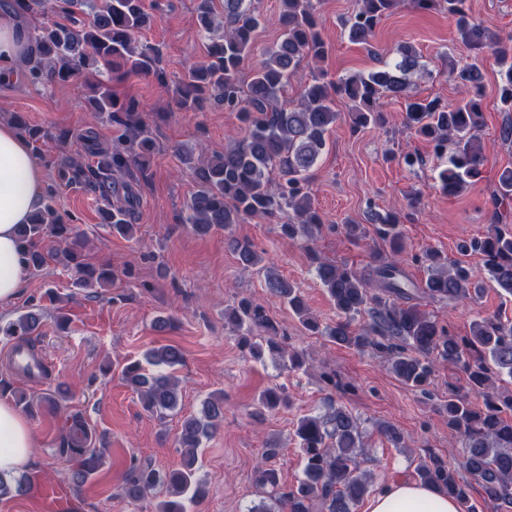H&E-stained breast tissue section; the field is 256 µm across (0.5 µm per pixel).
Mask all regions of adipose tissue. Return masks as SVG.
<instances>
[{
    "label": "adipose tissue",
    "mask_w": 512,
    "mask_h": 512,
    "mask_svg": "<svg viewBox=\"0 0 512 512\" xmlns=\"http://www.w3.org/2000/svg\"><path fill=\"white\" fill-rule=\"evenodd\" d=\"M29 48L27 30L9 11L0 10V83L11 82ZM45 175L28 142L14 126L0 123V308L10 306L29 279L17 239L39 206ZM34 437L27 419L8 401H0V473L22 472ZM369 512H459L454 499L417 482H396L378 493Z\"/></svg>",
    "instance_id": "adipose-tissue-1"
}]
</instances>
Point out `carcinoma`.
<instances>
[{
    "mask_svg": "<svg viewBox=\"0 0 512 512\" xmlns=\"http://www.w3.org/2000/svg\"><path fill=\"white\" fill-rule=\"evenodd\" d=\"M399 0H359V7L345 21L349 41L367 44L381 20ZM278 23L281 36L274 47L261 51V60L250 81L240 83L238 73L244 59L253 54L255 33L265 19L254 0H196V17L208 36L206 61L189 67L174 81L173 96L186 112H202L207 107L234 112L245 125L244 136L224 152L200 158L191 166L195 190L187 204L185 221L199 235L217 228L240 224L252 217L269 220L288 216L280 225L290 239L308 240L320 229L322 219L313 207L309 186L311 171L326 150L328 137L336 124V98L351 102L352 129L384 122L386 98L405 102L407 124L442 153L453 149L448 166L439 173L440 188L450 196L462 192L481 173L485 156L479 148L483 113L470 97L481 81V67L474 62L449 77L464 88V96L445 103L438 98H420L414 91L424 65L414 48L398 46V57L384 61L368 73L328 80L320 73L313 77L297 104L285 108L280 97L290 74L303 61H320L326 43L318 29L314 0H281ZM420 8L434 4L448 10L462 42L478 58L489 52L501 66L505 77L499 88L502 110L512 112V36L502 38L469 14L468 0H413ZM74 0H12L18 14H51L52 18L32 34L28 81L35 86L67 82L97 71L124 69L127 74L153 76L166 81L158 67L156 48L135 40V33L149 26L151 15L143 0H82L85 14L81 21L71 10ZM94 111L98 119L118 129L112 144L98 142L94 132L84 135L93 161L85 163L69 157L60 163L57 180L45 188L40 209L30 222L21 224L18 235L22 253L31 269L39 271L51 260L67 261L79 273L78 285H105L115 279L109 268H96L87 262L83 239L74 225L62 220L55 210L58 188L80 187L98 192L107 201L102 209L103 223L124 236L134 235L136 210L140 199L127 182L145 177L156 141L142 117L140 101L118 102L101 82L92 85ZM12 123L26 132L25 139L36 146L45 141L59 145L71 138L68 130L33 128L16 114ZM512 199V168L500 173L494 204ZM394 253L402 249L403 232L397 213L388 211L377 227ZM52 246L45 247V242ZM240 265L245 270L257 266L258 254L247 239L232 242ZM458 253L482 256L489 279L512 296V231L498 227L480 238L465 240ZM316 276L333 301L337 320L321 324L310 312L300 290L277 273L266 271L270 295L287 304L303 327L325 336L332 343L371 349L386 357L391 372L407 387L426 391L438 363L461 367L470 381L480 388L483 406L470 402L458 391L448 393V428L462 441L465 454L458 467H450L441 457L430 455L417 468L418 481L455 498L469 501L468 486L457 479L460 469L467 471L481 487L483 496L503 509H512V419L502 413L512 411V393L495 386L487 361L497 372L512 378V321L481 317L473 321L471 336L460 341L419 309V300L473 301L482 284L475 280L469 264L456 260L445 264L440 253L425 254L427 276L421 283L408 279L398 261L392 260L359 272L313 256ZM367 321L356 326L360 316ZM224 321L238 332V345L254 360L269 352L293 369L303 361L297 352L278 342V328L266 308L242 298L224 311ZM41 324L36 305L16 319L0 325V336L25 340ZM184 359L175 345L151 348L144 361L126 364L122 375L140 394L145 411L158 414L173 410L179 398V380L174 367ZM285 401L281 387L266 389L259 405L274 409ZM224 416V396L204 402L202 417L185 418L178 443L184 448L182 467L160 470L134 464L122 486L124 498L139 501L153 490L164 493L156 512H187V505L199 501L203 486L196 475V451ZM295 441L301 453L303 478L291 488L281 486L277 470L260 463L256 483L278 495V512H351V506L368 492L370 482L359 472L358 456L363 444L360 424L351 412L331 407L325 415L304 416L298 420ZM60 455L77 462L73 478L85 482L98 468L100 451L91 446L88 428L82 418L67 419V434L60 441ZM27 490L24 478L7 480L0 475V498Z\"/></svg>",
    "mask_w": 512,
    "mask_h": 512,
    "instance_id": "cac0c4a2",
    "label": "carcinoma"
}]
</instances>
